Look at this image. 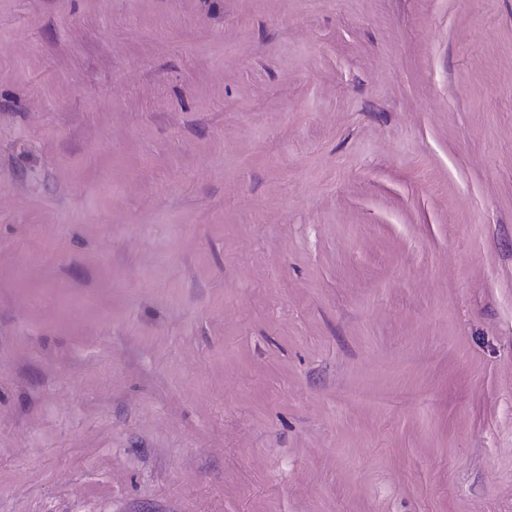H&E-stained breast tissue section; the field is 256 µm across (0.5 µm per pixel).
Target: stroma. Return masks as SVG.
Wrapping results in <instances>:
<instances>
[{"label": "stroma", "instance_id": "obj_1", "mask_svg": "<svg viewBox=\"0 0 512 512\" xmlns=\"http://www.w3.org/2000/svg\"><path fill=\"white\" fill-rule=\"evenodd\" d=\"M0 512H512V0H0Z\"/></svg>", "mask_w": 512, "mask_h": 512}]
</instances>
